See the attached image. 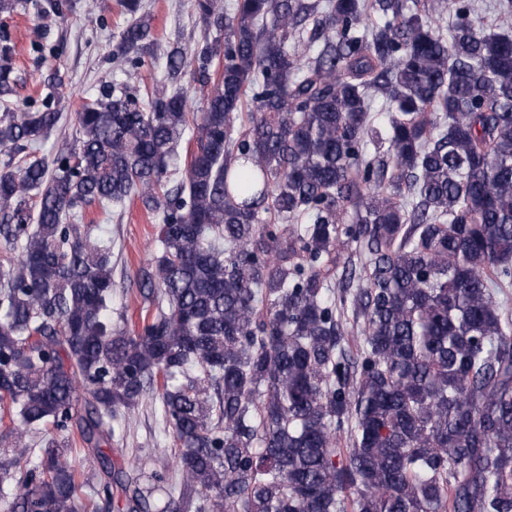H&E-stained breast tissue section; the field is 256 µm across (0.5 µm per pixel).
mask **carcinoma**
<instances>
[{
    "mask_svg": "<svg viewBox=\"0 0 512 512\" xmlns=\"http://www.w3.org/2000/svg\"><path fill=\"white\" fill-rule=\"evenodd\" d=\"M119 6L112 60L141 66L151 20ZM452 7L193 0L223 39L166 68L200 106L105 85L51 158L37 143L62 113L11 111L0 48V235L19 247L0 271V512H100L115 487L126 512L158 490L171 512H512V34ZM131 198L158 221L135 332L112 320V246L82 224ZM146 399L174 472L102 449ZM72 423L83 447L35 452Z\"/></svg>",
    "mask_w": 512,
    "mask_h": 512,
    "instance_id": "obj_1",
    "label": "carcinoma"
}]
</instances>
